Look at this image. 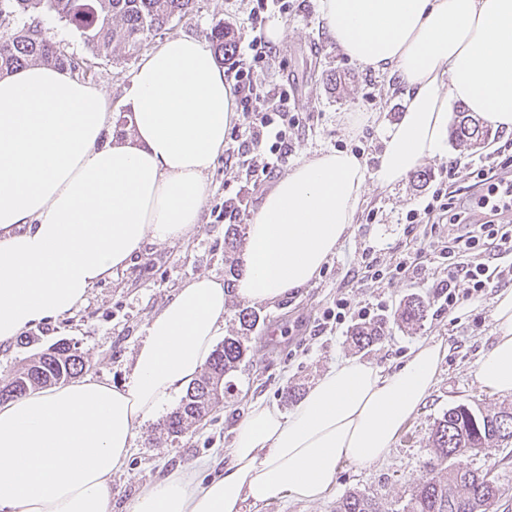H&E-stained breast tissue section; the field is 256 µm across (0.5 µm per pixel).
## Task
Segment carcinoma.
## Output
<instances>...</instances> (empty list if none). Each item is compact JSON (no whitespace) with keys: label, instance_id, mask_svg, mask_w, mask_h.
Segmentation results:
<instances>
[{"label":"carcinoma","instance_id":"cac0c4a2","mask_svg":"<svg viewBox=\"0 0 512 512\" xmlns=\"http://www.w3.org/2000/svg\"><path fill=\"white\" fill-rule=\"evenodd\" d=\"M195 0H0V77L29 64H41L75 71L80 63L62 52L46 34L41 16L53 14L77 29L97 55L114 56L137 50L150 36L167 29L174 20L189 17ZM17 18L23 24L3 27ZM209 39L215 57L231 56L234 34L216 22ZM492 136V130L474 122L464 113L451 126L458 145L478 148ZM241 225L230 224L224 235V252L233 254L241 245ZM427 306L411 298L400 306L397 320L408 328L426 316ZM385 333L381 322L365 323L351 333L353 344L368 348ZM247 354L240 336L224 338L211 354L203 373L186 389L181 404L167 417V433L179 437L190 425L204 419L214 404L224 398V379L236 371ZM84 366L83 357L64 339L36 353L12 378L0 384V400H12L31 391L67 381ZM432 448L424 462L425 477L402 512H492L501 492L499 477L489 476L496 464L472 466L473 457L489 447L512 444V410L493 414L465 405L448 409L431 432ZM336 512H379L375 497L360 491L346 494Z\"/></svg>","mask_w":512,"mask_h":512}]
</instances>
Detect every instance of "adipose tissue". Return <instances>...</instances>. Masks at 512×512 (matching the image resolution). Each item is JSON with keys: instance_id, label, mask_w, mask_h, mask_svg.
Returning <instances> with one entry per match:
<instances>
[{"instance_id": "ef3b65f1", "label": "adipose tissue", "mask_w": 512, "mask_h": 512, "mask_svg": "<svg viewBox=\"0 0 512 512\" xmlns=\"http://www.w3.org/2000/svg\"><path fill=\"white\" fill-rule=\"evenodd\" d=\"M322 26L350 60L394 79L407 107L381 127L375 171L321 151L281 177L247 227V302H275L320 273L357 220L368 181L391 187L446 156L453 102L512 133V0H319ZM134 138L102 145L108 103L66 70L28 65L0 79V343L63 318L146 243L198 223L206 177L238 119L232 86L200 39L147 52L132 80ZM227 292L202 276L146 326L126 383L93 376L0 404V512H112V476L136 428L198 377L224 329ZM495 340L476 363L512 395V288L493 302ZM445 349L418 343L399 369L332 365L289 412L250 404L224 471L158 478L128 512H246L331 494L342 462L383 459L424 406Z\"/></svg>"}]
</instances>
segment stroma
<instances>
[{
	"instance_id": "obj_1",
	"label": "stroma",
	"mask_w": 512,
	"mask_h": 512,
	"mask_svg": "<svg viewBox=\"0 0 512 512\" xmlns=\"http://www.w3.org/2000/svg\"><path fill=\"white\" fill-rule=\"evenodd\" d=\"M293 5L295 15L271 20L272 25L283 29L275 46L288 68H275L262 75L263 80L275 81L284 73H293L297 104L307 114L306 125L294 141L290 165L334 149L339 142L363 144L365 160H372L381 150L378 135L360 140L358 134L349 131L347 119L359 112H375L386 122L397 121L405 108L399 89L385 76L351 61L328 39L321 28L318 0H294ZM251 7V0H196L191 16L173 21L162 34L148 38L139 52H123L116 57L92 55L81 33L54 15H44L43 25L61 49L83 61L84 68L77 71V78L105 94L112 122L103 130L102 141L109 145L117 138L114 119L131 111L129 90L143 53L172 37L205 39L211 26L220 20L233 29L235 36L248 34ZM334 75L341 77L342 86L331 83ZM493 156L492 148L466 151L452 142L447 159L423 164V176L409 175L392 187L369 182L368 204L318 278L272 305L254 302L247 306L237 294H229L225 335L239 332L240 309L250 308L256 317L247 333V355L232 376L229 394L207 419L180 437L165 433L166 415L162 412L137 427L127 466L112 477V512H126L140 489L163 474L221 452L232 441L237 423L253 401L273 402L289 410L292 403L285 397L286 390L304 397L332 364L344 358L391 371L403 364L421 341H439L446 348L425 406L403 426L383 459L368 466L340 464L336 486L323 500L272 502L260 512H336L338 501L353 491L373 495L383 512H398L425 475L423 462L429 454V437L443 413L460 404L488 412L512 406L511 394L489 392L474 376L475 362L494 342L493 295L473 299L470 311L465 313L438 310L433 302V285L445 279L447 272L434 258L424 228L410 229L402 223L406 212L419 207L439 184L446 165H455L454 182L465 187L470 183L469 161ZM226 177L223 161H216L207 176L208 195L199 223L187 239L146 244L127 268L91 288L71 316L39 323L0 345V381L7 380L31 355L64 339L83 356L84 374L115 385L126 382L148 321L184 283L202 275L230 281L236 278L231 260L224 254L227 225L216 221L212 214L213 207L224 200ZM368 246L378 250L386 264L396 263L403 255L416 258L420 272L390 284L366 280L356 289V300L381 304L386 323L382 341L361 350L351 341L350 327L320 335L315 334L314 327L323 311L333 306L357 277L356 256ZM413 296L425 302L427 313L417 329L408 330L397 323L396 311Z\"/></svg>"
}]
</instances>
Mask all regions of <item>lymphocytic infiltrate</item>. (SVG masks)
Masks as SVG:
<instances>
[{"label":"lymphocytic infiltrate","mask_w":512,"mask_h":512,"mask_svg":"<svg viewBox=\"0 0 512 512\" xmlns=\"http://www.w3.org/2000/svg\"><path fill=\"white\" fill-rule=\"evenodd\" d=\"M290 10L289 0H255L252 33L236 42L228 69L242 120L229 134L224 166L244 172L246 185L255 189L287 167L293 140L306 123L291 105L287 83L257 78L258 72L272 69L277 56L266 36L267 24ZM455 175V170L446 171L427 203L405 215L412 225L435 229L449 220L465 228L452 242L442 243L437 236L430 242L448 262V276L437 282L434 300L451 310L512 277V140L500 147L495 160L473 163L476 195L466 203L448 188ZM490 253L504 260L503 268L489 269L485 258Z\"/></svg>","instance_id":"lymphocytic-infiltrate-1"}]
</instances>
